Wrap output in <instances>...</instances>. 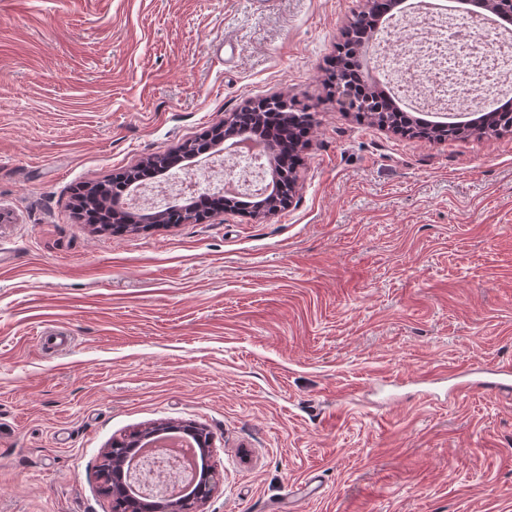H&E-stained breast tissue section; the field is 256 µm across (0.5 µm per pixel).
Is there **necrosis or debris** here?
Masks as SVG:
<instances>
[{
	"label": "necrosis or debris",
	"instance_id": "obj_1",
	"mask_svg": "<svg viewBox=\"0 0 512 512\" xmlns=\"http://www.w3.org/2000/svg\"><path fill=\"white\" fill-rule=\"evenodd\" d=\"M492 43H485L486 34ZM374 67L391 94L415 104L424 113H453L472 95L503 97V85L512 80V27L489 23L485 14L460 15L435 0H412L408 14L390 18L375 51ZM259 141L238 139L213 166L174 180L158 179L133 188L125 202L145 208L177 196L193 199L199 185L220 183L226 193L255 199L265 193L271 176L261 160ZM174 459L181 484L195 476L197 451L186 439L171 434L134 455L128 469L138 472L142 484L155 485L163 474L158 460Z\"/></svg>",
	"mask_w": 512,
	"mask_h": 512
}]
</instances>
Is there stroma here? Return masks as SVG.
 Returning a JSON list of instances; mask_svg holds the SVG:
<instances>
[{"label":"stroma","instance_id":"35a3bbf8","mask_svg":"<svg viewBox=\"0 0 512 512\" xmlns=\"http://www.w3.org/2000/svg\"><path fill=\"white\" fill-rule=\"evenodd\" d=\"M364 0H0V512H112L102 453L213 439L203 512H512V135H402L324 84ZM309 104L295 197L118 236L85 184ZM70 336L46 350L37 333Z\"/></svg>","mask_w":512,"mask_h":512}]
</instances>
